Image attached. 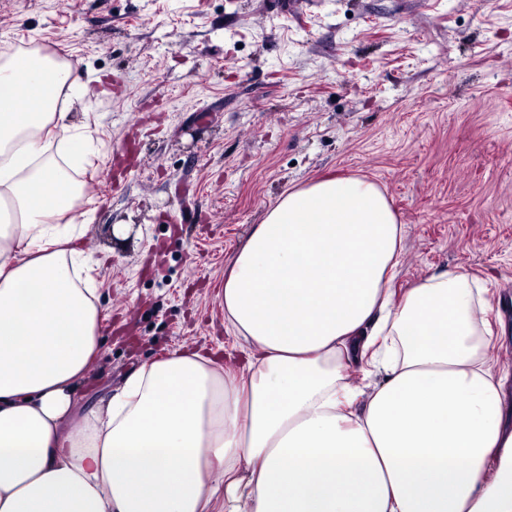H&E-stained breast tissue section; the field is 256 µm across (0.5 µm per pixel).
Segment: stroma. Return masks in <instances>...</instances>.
<instances>
[{
    "mask_svg": "<svg viewBox=\"0 0 512 512\" xmlns=\"http://www.w3.org/2000/svg\"><path fill=\"white\" fill-rule=\"evenodd\" d=\"M68 64L96 150L102 345L87 410L175 350L243 365L224 273L288 189L371 179L395 286L464 272L512 300V0H0V53Z\"/></svg>",
    "mask_w": 512,
    "mask_h": 512,
    "instance_id": "1",
    "label": "stroma"
}]
</instances>
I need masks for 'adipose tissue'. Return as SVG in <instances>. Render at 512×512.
<instances>
[{"label":"adipose tissue","instance_id":"adipose-tissue-1","mask_svg":"<svg viewBox=\"0 0 512 512\" xmlns=\"http://www.w3.org/2000/svg\"><path fill=\"white\" fill-rule=\"evenodd\" d=\"M35 50L0 61V512H512V343L464 273L392 286L404 227L380 187L328 176L285 192L224 275L245 365L176 351L83 414L101 346L77 242L88 154L51 153L76 92ZM371 390L340 382L349 364Z\"/></svg>","mask_w":512,"mask_h":512}]
</instances>
